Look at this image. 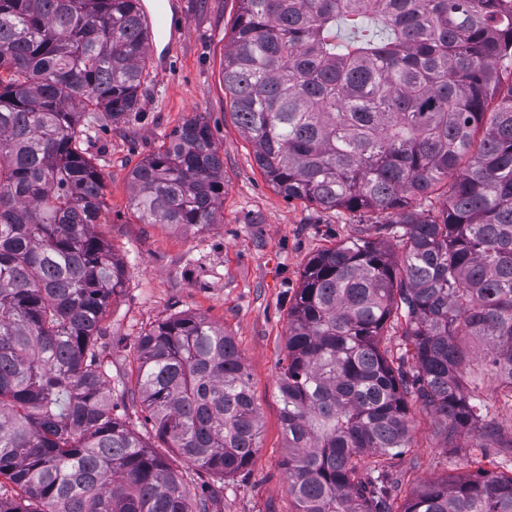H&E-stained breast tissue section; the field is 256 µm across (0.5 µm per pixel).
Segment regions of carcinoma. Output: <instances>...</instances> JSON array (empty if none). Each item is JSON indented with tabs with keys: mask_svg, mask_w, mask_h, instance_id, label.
<instances>
[{
	"mask_svg": "<svg viewBox=\"0 0 512 512\" xmlns=\"http://www.w3.org/2000/svg\"><path fill=\"white\" fill-rule=\"evenodd\" d=\"M224 89L285 199L370 213L307 263L288 310L278 389L296 512H512V474L427 481L393 507L389 460L409 405L512 454V430L466 389L478 339L512 398V0H238ZM141 0H0V512H220L224 488L176 472L118 399L198 472L258 451L244 357L201 315L140 337L129 382L99 340L124 265L95 235L106 208L89 154L103 122L139 113ZM131 171L143 224L217 223L224 161L204 118ZM442 198L440 210L419 201ZM403 312L410 357L381 347ZM374 456L376 460L368 461Z\"/></svg>",
	"mask_w": 512,
	"mask_h": 512,
	"instance_id": "1",
	"label": "carcinoma"
}]
</instances>
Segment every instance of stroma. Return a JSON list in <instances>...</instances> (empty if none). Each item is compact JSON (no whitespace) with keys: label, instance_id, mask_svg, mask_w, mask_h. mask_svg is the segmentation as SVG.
<instances>
[{"label":"stroma","instance_id":"35a3bbf8","mask_svg":"<svg viewBox=\"0 0 512 512\" xmlns=\"http://www.w3.org/2000/svg\"><path fill=\"white\" fill-rule=\"evenodd\" d=\"M186 33L166 71H151L137 118L101 127L90 153L105 184L107 206L95 231L124 261L126 276L104 315L103 355L113 373L130 375L139 339L166 318L197 314L223 327L241 351L260 419L253 465L234 476L202 474L224 486L223 512H295L282 466L286 450L278 391L285 363L288 308L309 259L335 243L378 238L369 215L325 211L285 200L268 184L224 93V48L238 0H174ZM202 115L224 161L218 221L201 230L143 224L130 207L129 172L166 136ZM133 429L180 473L194 467L166 448L145 424L140 400L124 402ZM410 448L391 462L396 499L427 480L465 477L475 470L471 438L444 448L432 415L410 406Z\"/></svg>","mask_w":512,"mask_h":512}]
</instances>
